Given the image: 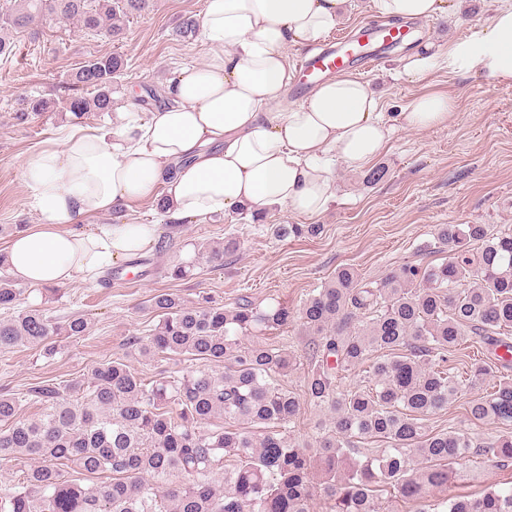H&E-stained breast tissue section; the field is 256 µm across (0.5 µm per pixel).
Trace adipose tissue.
Segmentation results:
<instances>
[{
  "instance_id": "adipose-tissue-1",
  "label": "adipose tissue",
  "mask_w": 512,
  "mask_h": 512,
  "mask_svg": "<svg viewBox=\"0 0 512 512\" xmlns=\"http://www.w3.org/2000/svg\"><path fill=\"white\" fill-rule=\"evenodd\" d=\"M346 0H205L198 21L206 63L183 68L165 101L144 112L129 104L110 125L71 126L24 160L21 178L41 222L7 245L12 273L35 287L96 282L104 268L157 238V227L99 216L163 190L171 224L241 206H273L316 216L335 196V163L368 168L394 128L447 124L454 100L420 95L387 117L368 82L347 72L300 103L284 93L294 80L288 47L307 48L334 29ZM378 15L427 20L442 0H373ZM512 79V4L496 8L470 38L403 61L415 77L435 68ZM96 220L93 231L82 225Z\"/></svg>"
}]
</instances>
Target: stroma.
<instances>
[{
    "label": "stroma",
    "instance_id": "obj_1",
    "mask_svg": "<svg viewBox=\"0 0 512 512\" xmlns=\"http://www.w3.org/2000/svg\"><path fill=\"white\" fill-rule=\"evenodd\" d=\"M445 2L433 19L411 24L408 45L446 50L449 42L471 36L477 21L500 4ZM203 6L204 0H149L148 10L126 18L121 34L112 39L68 22L0 29V36L14 46L9 57H0V226L18 224L26 230L40 220L21 179V163L65 127L61 105L69 75L107 53L124 58V70L113 86V111L89 113L84 125L107 124L115 109L130 102L151 111L161 100L163 86L182 66H199L207 58L197 35L180 33L183 22L198 20ZM402 57L391 49L377 52L361 72L383 111L397 115L429 91L454 97L456 109L442 127L395 129L375 161L386 170L378 183H366V171L337 166L335 199L314 218L321 234L276 237V225L307 221L279 208L258 220L251 210L238 208L166 224L156 199L150 198L124 214L100 216L103 224L127 219L157 225L166 244L146 248L137 259L112 262L92 284L74 281L51 291L27 288L23 306L47 309L61 320L83 314L89 329L78 339L59 337L49 359L30 346L0 352V392L20 393L44 380H81L95 365L119 357L141 376L151 377L156 362L134 355L128 340L152 329L156 316L149 300L159 292L189 303L203 292L223 305L245 297L260 306L284 302L295 310L341 267L354 268L363 281L374 282L401 264L442 262L438 225L486 224L494 233H512V81H489L477 68L465 74L431 69L409 77L402 72ZM34 97L51 100L53 110L17 120L26 99ZM230 235L239 238L240 246L225 257L223 267L197 269L184 279L170 277V268L189 260L196 244Z\"/></svg>",
    "mask_w": 512,
    "mask_h": 512
}]
</instances>
